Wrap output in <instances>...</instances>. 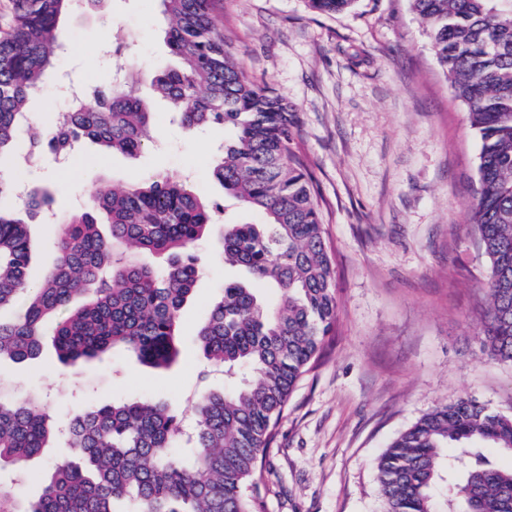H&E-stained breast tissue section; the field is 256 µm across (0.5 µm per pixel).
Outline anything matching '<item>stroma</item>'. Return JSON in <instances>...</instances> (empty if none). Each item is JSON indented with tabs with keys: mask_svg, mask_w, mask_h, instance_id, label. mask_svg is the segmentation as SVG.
I'll return each instance as SVG.
<instances>
[{
	"mask_svg": "<svg viewBox=\"0 0 512 512\" xmlns=\"http://www.w3.org/2000/svg\"><path fill=\"white\" fill-rule=\"evenodd\" d=\"M224 41L247 74L268 84L299 115L295 147L321 199L336 272V337L289 398L265 453L266 512H381L375 462L393 438L435 405L468 397L512 415V363L489 358L477 336V300L488 261L468 222L477 189L480 138L437 63L410 0H357L340 15L306 0H224ZM131 41L124 64H174L160 0H106L58 30L60 69L30 103L29 127L13 146L27 186L48 187L53 212L80 211L86 192L162 174L223 201L212 176L230 129L187 134L166 104L153 103L154 145L137 157L84 145L67 165L52 155L22 165L33 130L64 108L60 76L108 86L115 73L99 47L113 25ZM223 223L200 242L204 273L182 314L183 351L168 371L126 353L77 368L52 349L30 363H0V392H38L58 424L87 402L154 392L176 413L189 409L206 362L194 335L237 271L216 252ZM70 454L54 441L23 473L0 472L8 508L35 500L51 466Z\"/></svg>",
	"mask_w": 512,
	"mask_h": 512,
	"instance_id": "stroma-1",
	"label": "stroma"
}]
</instances>
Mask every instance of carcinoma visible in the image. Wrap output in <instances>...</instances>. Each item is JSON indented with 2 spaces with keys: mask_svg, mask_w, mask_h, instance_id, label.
<instances>
[{
  "mask_svg": "<svg viewBox=\"0 0 512 512\" xmlns=\"http://www.w3.org/2000/svg\"><path fill=\"white\" fill-rule=\"evenodd\" d=\"M103 0H11L0 32V161L30 98L57 58L60 22ZM319 14H341L356 0H307ZM436 60L479 135V188L468 207L489 260L482 351L512 363V0H410ZM166 43L180 66L125 72L95 105L71 102L30 154H64L91 142L135 157L151 141L152 113L143 82L195 133L230 127L215 180L262 224H224L218 253L247 280H226L196 333L203 356L241 379L231 391L201 389L192 405L193 451H176L185 428L166 401L90 402L66 430L78 461L55 464L40 496L18 512H265L263 452L276 438L289 398L336 336L338 302L319 195L294 150L297 112L256 84L224 48L216 23L224 0H161ZM52 194L32 190L17 212L0 209V359L39 358L43 324L56 321L57 359L78 366L120 350L168 370L181 357L180 314L203 274L195 245L219 204L185 180L155 177L125 187L100 183L85 208L57 231V261L40 284L28 283L30 225L50 210ZM167 257L162 268L140 255ZM275 288V306L254 285ZM59 430L41 398L0 399V467L40 455ZM488 446L512 454V416L460 397L441 403L400 433L377 463L381 512H512V468L498 467ZM457 476L456 509L434 490L443 470Z\"/></svg>",
  "mask_w": 512,
  "mask_h": 512,
  "instance_id": "obj_1",
  "label": "carcinoma"
}]
</instances>
